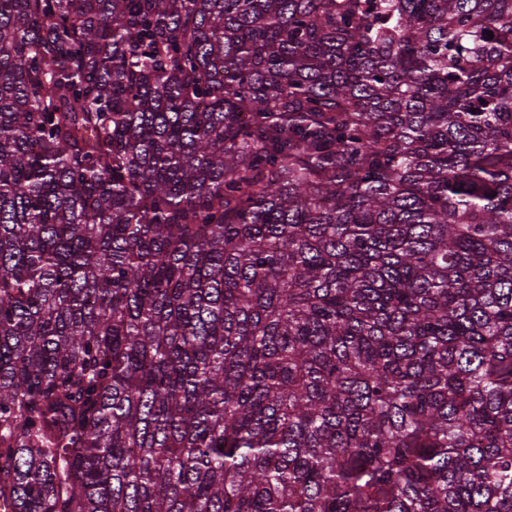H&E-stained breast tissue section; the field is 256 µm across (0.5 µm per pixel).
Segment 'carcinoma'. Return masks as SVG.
<instances>
[{
  "mask_svg": "<svg viewBox=\"0 0 512 512\" xmlns=\"http://www.w3.org/2000/svg\"><path fill=\"white\" fill-rule=\"evenodd\" d=\"M0 501L512 512V0H0Z\"/></svg>",
  "mask_w": 512,
  "mask_h": 512,
  "instance_id": "carcinoma-1",
  "label": "carcinoma"
}]
</instances>
